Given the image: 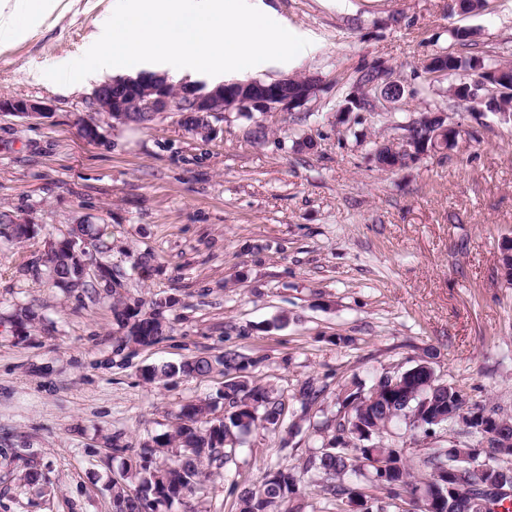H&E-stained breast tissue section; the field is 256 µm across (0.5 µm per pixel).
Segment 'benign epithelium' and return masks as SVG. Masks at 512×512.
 <instances>
[{
    "label": "benign epithelium",
    "mask_w": 512,
    "mask_h": 512,
    "mask_svg": "<svg viewBox=\"0 0 512 512\" xmlns=\"http://www.w3.org/2000/svg\"><path fill=\"white\" fill-rule=\"evenodd\" d=\"M495 89L498 99H512V71L501 69L494 72ZM320 79L315 75L300 79L283 77L273 81L255 79L250 86L236 82L221 83L214 88L201 92L194 85L183 83L173 85L164 74L152 77L146 84L142 78L126 77L97 85L87 101V109L95 112L112 123V126L131 124L140 117L143 125H149L157 118L175 112L180 116L184 128L205 139L214 130V122L224 120L226 112H241L248 116L255 112H292L302 106L319 90ZM489 87V82L478 79L467 95L456 96L457 87L449 89L457 103L470 110L483 101L479 90ZM53 111L52 105L45 100L24 96H0V113L10 114L28 121L45 118ZM439 129L433 142H419L404 134L400 142L386 145L387 151L375 159L378 167L385 170H397L400 163L412 164L429 154L444 151L457 145L465 130L448 113L435 114ZM90 245L89 237L84 233L83 225L74 224L61 238L46 241L44 257L66 250L81 263L83 273L93 264V255L86 250ZM500 273L505 280L512 279V238L501 247Z\"/></svg>",
    "instance_id": "benign-epithelium-1"
}]
</instances>
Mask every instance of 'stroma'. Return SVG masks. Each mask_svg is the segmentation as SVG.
<instances>
[{
    "instance_id": "35a3bbf8",
    "label": "stroma",
    "mask_w": 512,
    "mask_h": 512,
    "mask_svg": "<svg viewBox=\"0 0 512 512\" xmlns=\"http://www.w3.org/2000/svg\"><path fill=\"white\" fill-rule=\"evenodd\" d=\"M112 2L62 0L56 21L0 50V96L53 107L38 122L0 114V214L38 229L21 242L0 234V512H112L113 480L174 429L183 404L205 400L223 417L228 351L255 360L253 381L285 402L283 426L241 434L201 494L154 512H235L266 469L327 444L347 390L430 349L441 381L512 416V284L499 270L500 243L512 237V124L461 110L447 81L424 70L434 55L463 53L454 28L473 31V53L512 63V0L469 14L451 0H265L311 43L293 66H254L246 77L317 75L321 88L303 106L225 113L207 139L170 113L89 142L77 118L93 82L37 84L28 72L80 58ZM376 63L402 99L344 111L358 70ZM424 112L452 114L473 139L378 169L375 143L399 142ZM305 137L314 150L299 149ZM74 224L102 230L122 300L172 299L158 343L115 355L112 296L48 283L45 241ZM23 307L35 320L19 321ZM198 357L214 365L207 376L142 378ZM307 382L321 396L305 413L296 397ZM464 439L456 424L428 438L394 424L384 442L417 457Z\"/></svg>"
}]
</instances>
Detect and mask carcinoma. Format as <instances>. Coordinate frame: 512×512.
<instances>
[{
	"label": "carcinoma",
	"mask_w": 512,
	"mask_h": 512,
	"mask_svg": "<svg viewBox=\"0 0 512 512\" xmlns=\"http://www.w3.org/2000/svg\"><path fill=\"white\" fill-rule=\"evenodd\" d=\"M448 72H460L473 77V70L490 66L479 55L460 56L453 52L437 56ZM46 274L57 288L65 278H78L74 265L61 256L46 265ZM171 301L153 303L151 310L143 304L119 303L113 308L114 319L125 329L122 343L150 346L167 330L163 309ZM426 361L422 360L395 375L398 383H373L365 391H355L344 397L342 407L350 410L340 416L331 447L320 448L303 458L292 468L267 470L261 480L244 488L237 497L235 512H292L288 504L301 490L303 478L311 475L322 483L336 512H347L352 504L362 506L361 512H393L397 502H405L415 512H495L502 504L501 490L512 489L511 419L487 402L472 401L457 387L440 380L429 382ZM254 361L236 352L224 353V372L240 375L237 381L224 386V418L206 421L198 426L199 417L211 412L203 401L190 402L179 410V425L155 439L159 448H173L175 453L162 466L153 465L154 450L144 449L139 460L129 465L138 477L131 490L123 485L112 486L113 512H147L155 502H187L202 486L204 464L223 466L230 462L236 434L254 427V421L266 422L265 429L276 430L280 425L281 403L269 388L252 384L246 373ZM213 370L212 362L199 357L178 365L163 364L147 371L144 379L154 382L174 377L205 376ZM500 421L498 437L482 447L451 443L426 449L414 459L406 449L365 442L379 440L387 426L402 421L409 430L430 435V430L448 423H462L471 432L480 434L488 419ZM352 442L353 447L343 444ZM428 472V478L418 481L415 467ZM366 478L371 485L387 492V499L369 497L354 484L345 482L346 475Z\"/></svg>",
	"instance_id": "1"
}]
</instances>
